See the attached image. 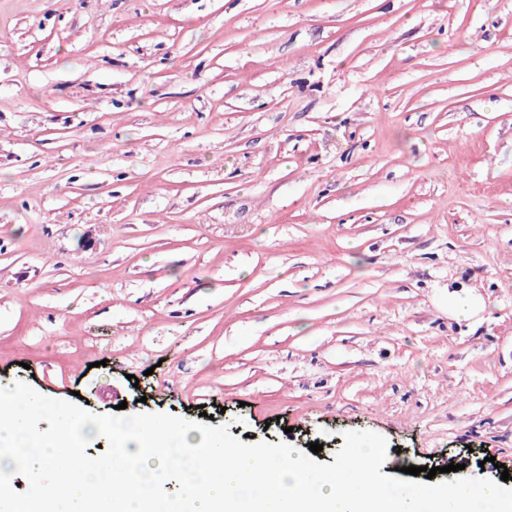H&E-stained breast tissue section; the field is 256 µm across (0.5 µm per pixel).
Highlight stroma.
Here are the masks:
<instances>
[{"instance_id":"35a3bbf8","label":"stroma","mask_w":512,"mask_h":512,"mask_svg":"<svg viewBox=\"0 0 512 512\" xmlns=\"http://www.w3.org/2000/svg\"><path fill=\"white\" fill-rule=\"evenodd\" d=\"M19 382L512 489V0H0Z\"/></svg>"}]
</instances>
